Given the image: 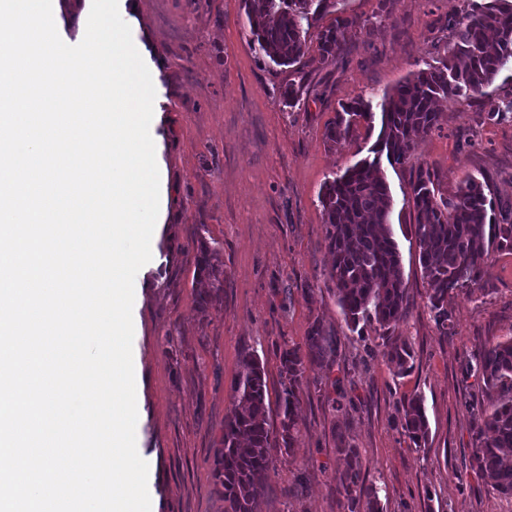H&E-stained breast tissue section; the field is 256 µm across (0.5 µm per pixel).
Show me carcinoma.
<instances>
[{"label": "carcinoma", "mask_w": 512, "mask_h": 512, "mask_svg": "<svg viewBox=\"0 0 512 512\" xmlns=\"http://www.w3.org/2000/svg\"><path fill=\"white\" fill-rule=\"evenodd\" d=\"M256 53L277 67L299 68L314 37L322 60L335 63L346 34L360 26L355 17L339 14V0H244ZM336 14L327 26L319 25ZM316 34H311V30ZM443 55L412 78L384 93L381 127L373 156L349 166L326 181L320 204L328 251L333 262L327 279L333 285L344 320L351 330L373 323L382 340L383 356L398 377L413 366V350L391 330L407 313L406 288L398 245L390 222L392 195L381 171V160L404 165L418 140L438 127L437 101L484 94L499 73L512 65V0H469L461 12L446 18ZM374 120L371 101L359 97L341 106L327 126L324 143L332 149L345 142L361 123ZM410 204L412 235L426 280V306L442 335H448L452 314L448 298L493 289L482 285V272L494 251H512V221L489 215L493 203L486 184L474 177L462 180L453 194L442 188L427 165L412 169ZM197 278L208 288L199 294L202 309L217 306L224 293V270L218 251L205 240L196 246ZM337 346L321 324L311 325L305 349L289 348L280 357L282 391L280 430L269 428L270 401L265 365L247 353L234 381L236 404L224 420V434L214 450V483L224 497V512H255L270 471L273 452L290 449L299 433L297 390L306 372L336 360ZM475 364L468 373L481 384L489 408L473 439V473L502 496L512 497V337L469 353ZM401 434L414 447L428 435L423 400L414 394L400 401ZM345 468L336 473L337 491L348 512H383L377 488L361 479L358 449H337Z\"/></svg>", "instance_id": "obj_1"}]
</instances>
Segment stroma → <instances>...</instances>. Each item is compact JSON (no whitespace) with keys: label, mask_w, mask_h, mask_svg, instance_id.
Masks as SVG:
<instances>
[{"label":"stroma","mask_w":512,"mask_h":512,"mask_svg":"<svg viewBox=\"0 0 512 512\" xmlns=\"http://www.w3.org/2000/svg\"><path fill=\"white\" fill-rule=\"evenodd\" d=\"M344 0L361 21L338 63L310 50L300 70L263 61L252 49L243 0H139L125 17L145 63L157 64L161 99L150 134L160 175L152 259L136 275L133 355L142 411L136 435L149 457L151 512H224L214 486V450L234 404L244 354L265 364L271 430L280 427L279 355L304 347L313 323L338 340V358L315 377L340 379L351 400L334 408L313 386L299 391V437L275 452L256 512H343L336 494L341 443L358 448L362 474L381 489L384 512H512L471 470L483 392L463 354L512 337V251L494 253L491 295H459L450 336L425 306L427 283L408 232L410 166H384L409 309L394 336L414 352L398 378L373 327L350 331L326 280L331 262L319 203L334 172L366 157L376 131L359 126L335 149L323 142L340 105L384 92L437 58L439 26L463 0ZM301 86L299 108L281 97ZM512 96L504 69L479 99L441 106L438 127L417 158L455 191L485 179L496 204L512 201V122L486 115ZM216 245L224 269L217 307L198 305V240ZM421 393L429 436L410 447L396 428L402 396Z\"/></svg>","instance_id":"1"}]
</instances>
